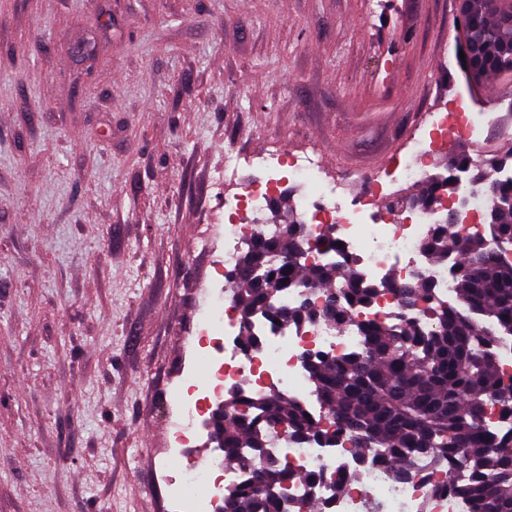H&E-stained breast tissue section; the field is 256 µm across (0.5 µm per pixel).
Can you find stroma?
<instances>
[{"label": "stroma", "instance_id": "35a3bbf8", "mask_svg": "<svg viewBox=\"0 0 512 512\" xmlns=\"http://www.w3.org/2000/svg\"><path fill=\"white\" fill-rule=\"evenodd\" d=\"M455 0H0V512H174L162 406L217 288L226 150L318 146L348 203L424 110L512 145Z\"/></svg>", "mask_w": 512, "mask_h": 512}]
</instances>
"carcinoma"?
<instances>
[{
    "instance_id": "cac0c4a2",
    "label": "carcinoma",
    "mask_w": 512,
    "mask_h": 512,
    "mask_svg": "<svg viewBox=\"0 0 512 512\" xmlns=\"http://www.w3.org/2000/svg\"><path fill=\"white\" fill-rule=\"evenodd\" d=\"M460 49L473 85L488 87L512 76V0H459ZM512 167V149L487 160L467 151L448 158V171L469 173L489 184L483 223L502 248L512 247V181L487 178L488 170ZM441 176L418 185L412 203L421 210L442 204ZM272 224L281 233L257 237L243 252L231 276L235 307L242 321L263 315L272 322L296 325L339 320L336 309H318L309 298L294 306L279 302L289 288L332 291L341 284L340 304L350 309L370 303L380 292L395 290L409 307L423 304L424 325L367 324L363 347L343 358L310 357L306 361L327 417L307 415L296 401L275 388L258 394H224L220 420L223 464L255 469L261 482L227 491L224 512H281V493L292 479L316 475L288 470V463L266 455L271 432L286 427L300 440L332 439L343 432L357 448H379L398 479L410 476L409 461L425 458L448 466V482L465 474L456 490L475 512H512V431L491 435L484 424L485 406L512 411V387L502 384L479 320L492 321L499 336H512V259L485 248L480 236L465 240L444 221L423 243L434 264L453 266L458 298L476 319L463 320L446 307L429 303L433 285L423 277L399 284L391 277L366 278L360 265L306 264L304 224L292 208L271 207Z\"/></svg>"
}]
</instances>
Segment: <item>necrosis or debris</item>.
I'll use <instances>...</instances> for the list:
<instances>
[{
    "mask_svg": "<svg viewBox=\"0 0 512 512\" xmlns=\"http://www.w3.org/2000/svg\"><path fill=\"white\" fill-rule=\"evenodd\" d=\"M457 123L464 125L476 154L494 153V146L481 139L480 124L465 100L429 110L393 170L373 176L369 191L350 207L343 204L341 184L325 171L315 149L295 153L273 149L248 158L225 157L224 178L215 193L226 217L224 262L219 275L229 277L252 238L279 233V225L264 223L261 213L283 186L298 183L305 192L296 209L307 240H317L324 228L332 225L338 241L333 249L306 250L307 262L341 264L354 259L368 277L379 279L391 273L400 282L421 275L434 283L437 300L467 315V308L457 301L450 267L430 263L422 251L423 241L438 222L436 212L413 210L391 227L376 218L379 199L394 196L396 186L410 187L427 177L434 157L435 132ZM449 183L452 196L462 204L456 232L462 237L483 234L487 248L498 250L499 244L486 225L472 221L485 205L480 184L460 172L451 173ZM243 211L248 212V220H240ZM402 314L395 296L385 292L370 305L348 313L339 325L279 328L259 315L246 327L235 308L232 289L223 286L209 293L200 311L197 345L210 378L202 388L193 376H185L171 393L170 400L177 407V420L172 425L174 446L195 447L208 403L231 389L259 392L274 386L315 415H322L323 406L308 378L306 356L353 354L363 346L362 326L391 322ZM267 454L288 461L300 474L299 480L288 484V512H297L302 501L321 505L322 512H368L372 507L377 512H473L467 498L449 490L445 470L420 464L409 478L398 481L374 450L356 453L340 437L301 442L280 428L274 432ZM313 469L322 471V479L302 481V473ZM344 473L351 474L352 481L341 489L337 479ZM249 480V471L225 468L212 454L201 453L170 479L169 493L178 512H221L226 489Z\"/></svg>",
    "mask_w": 512,
    "mask_h": 512,
    "instance_id": "4bbe7bcc",
    "label": "necrosis or debris"
}]
</instances>
